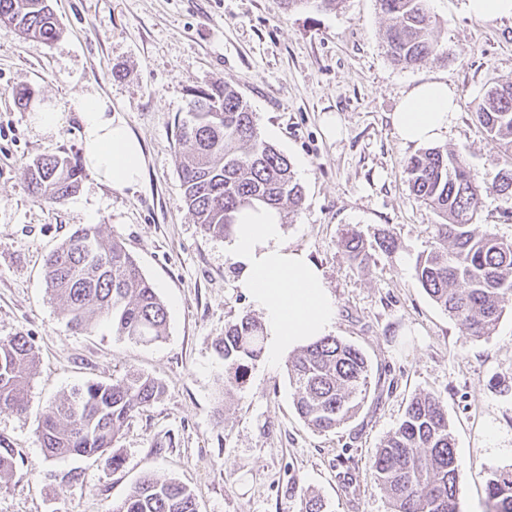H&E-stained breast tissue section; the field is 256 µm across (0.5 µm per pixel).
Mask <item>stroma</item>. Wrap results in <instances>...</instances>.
<instances>
[{"mask_svg": "<svg viewBox=\"0 0 512 512\" xmlns=\"http://www.w3.org/2000/svg\"><path fill=\"white\" fill-rule=\"evenodd\" d=\"M464 0H432L447 61L394 65L382 47L377 0L333 12H288L280 0H51L60 32L25 39L0 25V338L29 336L36 369L26 412H0L14 472L0 512H108L144 474L176 480L198 512H299V490L328 512H390L370 459L417 393L439 396L464 480L459 512H485L488 467L512 469V306L491 335L463 336L414 278L436 214L411 192L405 161L419 148L397 137L392 114L416 84L442 80L458 110L442 147L463 151L479 182L512 165L474 107L512 78V20L476 17ZM224 82L256 115L262 139L290 161L304 204L287 218L289 242L323 269L336 298V337L359 348L370 385L358 414L330 432L295 409L285 362L260 358L242 387L225 388L214 349L227 322L251 311L236 288L224 236L204 232L183 201L178 121L192 89ZM62 115L56 130L30 121L16 92ZM107 96L144 143L142 187L122 193L84 174L64 203L36 200L21 175L44 155L81 157L84 94ZM335 118L338 136L326 130ZM390 229L393 252L366 266L339 245L345 225ZM99 226L123 241L168 308L165 338L143 344L103 325L72 331L43 281L47 254L75 230ZM139 372L166 392L134 413L101 458H45L37 417L85 382ZM80 473L68 481V472Z\"/></svg>", "mask_w": 512, "mask_h": 512, "instance_id": "35a3bbf8", "label": "stroma"}]
</instances>
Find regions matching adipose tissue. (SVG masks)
<instances>
[{
  "instance_id": "ef3b65f1",
  "label": "adipose tissue",
  "mask_w": 512,
  "mask_h": 512,
  "mask_svg": "<svg viewBox=\"0 0 512 512\" xmlns=\"http://www.w3.org/2000/svg\"><path fill=\"white\" fill-rule=\"evenodd\" d=\"M77 109L84 162L94 179L117 192L138 187L145 175V149L108 98L87 94ZM457 111L448 83L416 85L392 115L401 141L419 144L442 138ZM237 268L236 286L263 315L265 352L276 362L336 328V299L324 272L306 250L292 246L277 209L261 203L235 214L224 244Z\"/></svg>"
}]
</instances>
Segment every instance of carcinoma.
<instances>
[{"label":"carcinoma","mask_w":512,"mask_h":512,"mask_svg":"<svg viewBox=\"0 0 512 512\" xmlns=\"http://www.w3.org/2000/svg\"><path fill=\"white\" fill-rule=\"evenodd\" d=\"M343 0H282L284 8L333 11ZM431 0H378L388 17L387 54L405 67L447 57L435 35ZM0 23L25 37L47 42L58 34L49 0H0ZM187 118L179 121L187 148L181 164L183 198L207 232L228 236L235 213L255 201L294 212L303 202L288 158L262 140L246 101L229 85L213 83L190 91ZM491 140L512 151V79L498 80L476 109ZM414 195L440 218L433 244L415 266V279L459 325L464 336L481 338L495 329L512 302V242L481 232L474 224L485 194L512 203V165L490 187L480 184L462 152L428 147L405 162ZM22 175L33 196L65 202L78 188L82 167L68 157L44 156L27 163ZM396 240L383 230L370 242L355 226L342 230L340 246L350 260L365 265L372 252L393 251ZM44 280L62 303L67 325L88 331L100 322L112 334L140 343L165 336L168 309L119 240L106 239L95 225L81 228L45 259ZM263 327L245 313L224 329L216 344L224 358L227 387L244 382L249 364L262 354ZM36 365L33 346L17 334L0 338V412H23ZM295 386L296 410L313 429L328 432L351 419L369 384L366 356L335 336H324L287 361ZM166 388L138 372L110 382L73 388L41 412L37 427L45 456L103 455L136 411L160 400ZM375 482L390 512H458L463 481L448 411L440 397L419 393L399 426L377 448L371 463ZM486 512H512V472L489 469ZM13 475V449L0 439V480ZM112 512H197L183 484L145 476ZM300 512H328L321 497L300 492Z\"/></svg>","instance_id":"carcinoma-1"}]
</instances>
